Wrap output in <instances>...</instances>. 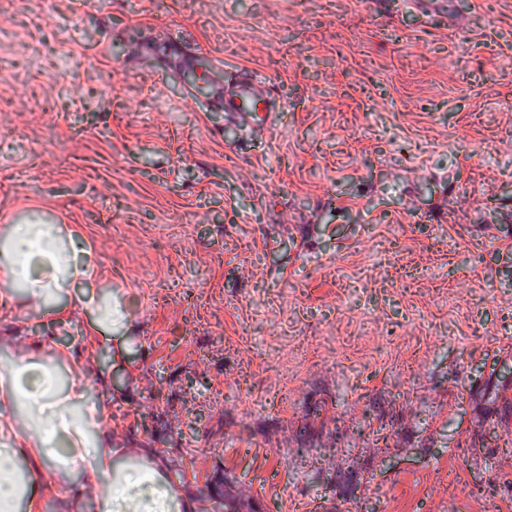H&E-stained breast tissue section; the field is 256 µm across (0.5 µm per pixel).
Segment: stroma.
Masks as SVG:
<instances>
[{
	"label": "stroma",
	"instance_id": "obj_1",
	"mask_svg": "<svg viewBox=\"0 0 512 512\" xmlns=\"http://www.w3.org/2000/svg\"><path fill=\"white\" fill-rule=\"evenodd\" d=\"M284 101L247 136L171 42ZM119 297L0 303V370L84 337L94 437L197 512H512V0H0V241ZM61 472L41 512H103ZM79 246L64 226L13 224L8 253L0 261V282L22 288L29 303L44 305L52 296L68 295L70 307L88 311L96 324L123 325L128 316L118 301L92 303L83 295L70 294L95 273L77 261Z\"/></svg>",
	"mask_w": 512,
	"mask_h": 512
}]
</instances>
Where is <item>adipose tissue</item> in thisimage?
<instances>
[{
    "label": "adipose tissue",
    "instance_id": "ef3b65f1",
    "mask_svg": "<svg viewBox=\"0 0 512 512\" xmlns=\"http://www.w3.org/2000/svg\"><path fill=\"white\" fill-rule=\"evenodd\" d=\"M79 244L58 224H15L9 250L0 258V282L22 289L28 302L46 304L50 297L65 295L69 305L92 314L96 323L120 326L127 316L119 303H95L77 294L78 283L93 279L91 267L78 262ZM88 392L85 380L70 377L66 386L53 384L50 372L34 364L30 352L18 354L0 370V404H23L28 424L15 435V450L0 455V501H13L16 488V457L25 455L36 474L25 492L29 512H36L49 479L57 470L59 453L82 450L93 453L94 465L81 472L82 489L99 487L112 466V451L105 440H91L89 430L98 416L96 408L84 407ZM183 499L167 482L158 480L151 460L115 474L103 498L104 512H180Z\"/></svg>",
    "mask_w": 512,
    "mask_h": 512
}]
</instances>
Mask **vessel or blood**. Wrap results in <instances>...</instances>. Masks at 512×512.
I'll list each match as a JSON object with an SVG mask.
<instances>
[{"label":"vessel or blood","instance_id":"vessel-or-blood-1","mask_svg":"<svg viewBox=\"0 0 512 512\" xmlns=\"http://www.w3.org/2000/svg\"><path fill=\"white\" fill-rule=\"evenodd\" d=\"M224 111L226 115L249 130H266L279 108L270 91L261 90L254 80L240 73L224 81Z\"/></svg>","mask_w":512,"mask_h":512}]
</instances>
